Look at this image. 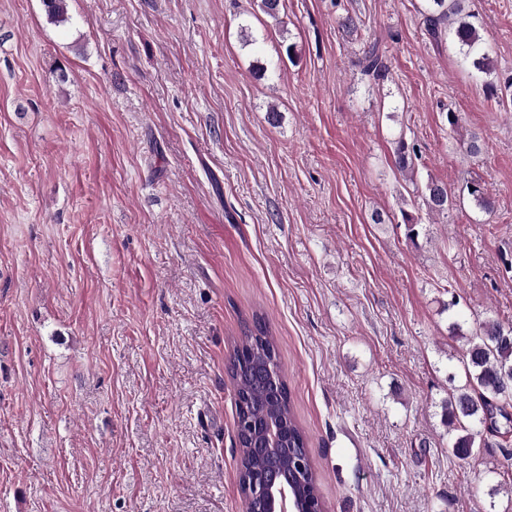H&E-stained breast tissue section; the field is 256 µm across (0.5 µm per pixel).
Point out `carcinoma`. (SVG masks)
<instances>
[{
	"label": "carcinoma",
	"mask_w": 512,
	"mask_h": 512,
	"mask_svg": "<svg viewBox=\"0 0 512 512\" xmlns=\"http://www.w3.org/2000/svg\"><path fill=\"white\" fill-rule=\"evenodd\" d=\"M425 23L433 37L448 29L460 45L464 59L472 60V65L479 71L488 70V55L472 58L479 35L474 25L462 15L458 0H430ZM359 66L363 73L376 80L387 77L388 67L375 44L364 51ZM416 153L415 145L398 141L394 155L397 169L402 172L412 170ZM420 194L431 214H441L451 206L447 189L436 181H427ZM232 360L228 373L235 388L236 416L288 422V447L294 449L293 455L297 460L304 462L305 477L301 488L306 495L317 493V476L307 452L305 435L292 411L276 342L266 325L256 322L254 330L246 334L235 348ZM237 363L272 367L281 382L279 394H273L265 381H250L237 373ZM462 363L466 384L454 390L442 403V412L448 427V452L459 460H467L475 457L480 448L486 445L484 427L493 415L494 403L512 402V392L503 387V376L512 370V324L506 326L496 319H487L478 324L467 337ZM237 440L240 449L238 481L244 492L247 483L270 470L273 459L250 448L249 439L244 434H237Z\"/></svg>",
	"instance_id": "carcinoma-1"
}]
</instances>
